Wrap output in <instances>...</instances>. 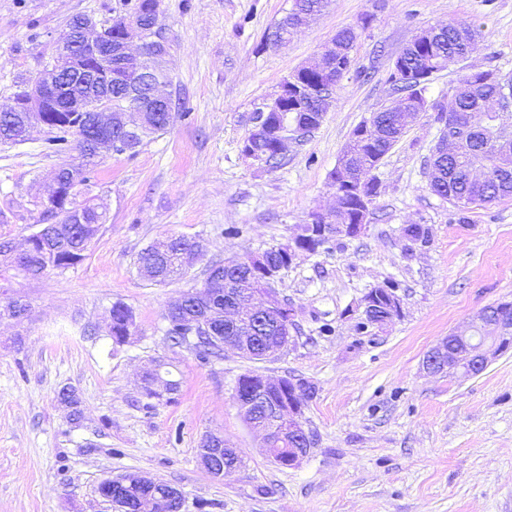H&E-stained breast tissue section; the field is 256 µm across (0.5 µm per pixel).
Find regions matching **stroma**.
<instances>
[{
	"mask_svg": "<svg viewBox=\"0 0 512 512\" xmlns=\"http://www.w3.org/2000/svg\"><path fill=\"white\" fill-rule=\"evenodd\" d=\"M291 5L163 0L181 114L136 154L105 156L95 168L88 194L103 197L107 220L81 263L0 275V300L30 306L23 321L0 320V512H114L97 487L127 473L180 489L183 512H512V346L467 378L422 368L480 309L512 301V199L463 209L431 191L425 163L444 129L434 112L421 113L378 165L365 231L280 272L276 288L295 313L286 351L257 364L230 350L204 361L167 336L168 307L202 286L208 265L288 244L313 214L333 210L329 175L352 130L388 105L389 63L420 29L451 19L482 26L477 50L437 73L429 101L448 102L469 72L496 67L512 77V0H330L288 45L265 46ZM84 13L110 22L125 9L123 0H0V108ZM352 26L370 80H342L334 109L280 166L254 165L241 153L253 109ZM46 137L37 129L0 143V242L23 243L43 221V177L78 160L74 148L47 152ZM409 224L429 227L427 246L407 250ZM170 235L207 250L182 278L150 283L138 257ZM387 280L399 285L400 316L357 331L361 298ZM117 302L134 314L120 345L107 330ZM155 361L180 383L171 398L141 394ZM252 368L315 387L304 407L314 446L297 467L268 460L235 401ZM65 387L78 393L80 417L60 404ZM209 433L242 460L221 478L200 463Z\"/></svg>",
	"mask_w": 512,
	"mask_h": 512,
	"instance_id": "1",
	"label": "stroma"
}]
</instances>
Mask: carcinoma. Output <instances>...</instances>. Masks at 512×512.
I'll return each mask as SVG.
<instances>
[{
    "instance_id": "carcinoma-1",
    "label": "carcinoma",
    "mask_w": 512,
    "mask_h": 512,
    "mask_svg": "<svg viewBox=\"0 0 512 512\" xmlns=\"http://www.w3.org/2000/svg\"><path fill=\"white\" fill-rule=\"evenodd\" d=\"M328 0H292L291 9L275 25L274 30L263 36L266 44L279 46L289 40L302 26L320 15ZM481 35L480 27L450 20L440 26H429L416 34L398 53L399 72L407 77L403 82L393 80L388 75L391 90L397 94L396 101L379 111L381 135L378 140L368 142L360 137V127L351 133L346 149L350 153L349 164L354 171H359L367 164L382 160L390 148L400 139L406 121L403 113L421 112L423 108L440 113L452 114L451 127L455 129L456 146L452 154L438 162L439 175L430 185L431 191L445 200L459 204V199H466L462 207L481 206L504 199H512V159L503 161L506 169L496 163L494 144L491 137L496 135L501 124L512 122V96L506 97L499 89V84L508 83L512 87L511 77H498L497 83L485 82L481 73L471 72L465 75L457 88L456 98L447 106H432L426 97L427 86L433 73L445 68L448 57L464 58L476 47ZM358 33L354 28H346L336 34V57L347 66L346 72L334 70L323 76L314 69L301 70L295 78L306 85L308 94L297 105L286 108L288 125L301 124L309 119V113L318 112L322 107V98L330 93L329 85L345 78V74L357 71L353 49ZM119 60L112 59V131L123 127V113L128 101L144 97L150 84L162 82L172 84V77L165 60L161 59L150 69L146 80L139 86H131L121 78ZM46 139L48 149L60 153L69 148L71 141L82 153L93 151V115L89 112H48ZM169 127L166 114L150 112L146 121L130 135L121 140V147L116 153H135L143 140L164 132ZM28 134L26 114L12 112L0 116V142H20ZM262 165L274 168L281 163L283 156L277 153L275 138L267 137L260 143ZM97 165L95 160H80L76 174L63 175L65 184L62 191H70L71 203L68 208H59L49 215L59 219L56 224L47 227L41 244L35 251L22 259L12 255L7 242L0 243V268H16L36 277L49 270L63 271L85 259V252L95 239L106 213L98 211V205L85 200L80 202L78 187L87 184L89 174ZM81 208L90 211V217L84 224L69 223L70 209ZM188 240L180 237L167 244L163 250L150 246L139 257V270L147 272V279L156 284H164L177 276L185 274L190 264L184 261L183 253L188 251ZM224 276L233 282V292L240 295L253 288L247 271L235 267L224 270ZM196 302L180 309L177 313L166 314L169 327L167 335L175 345L184 344L181 322L191 318L209 326L210 332L195 345L203 359L224 355V338L248 334L247 327L224 325V285L204 281L201 289L195 291ZM134 323L132 311L124 304L112 305V341L122 344V336L127 334L128 326ZM163 364L155 363L143 376V394L152 399L159 394L151 385L163 378ZM169 489L163 480L144 481L134 475H128V482L119 487V495L130 499L139 512H151L152 500L158 494Z\"/></svg>"
}]
</instances>
